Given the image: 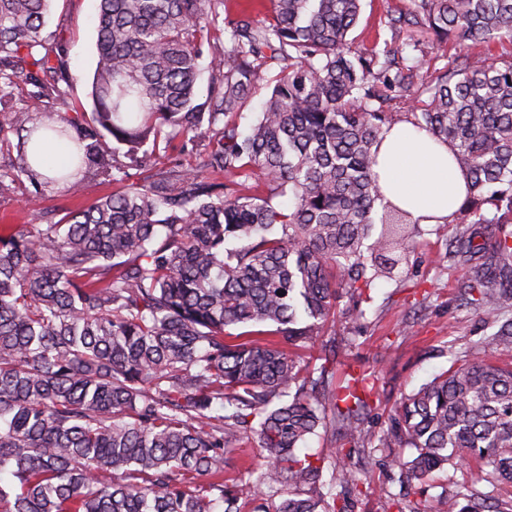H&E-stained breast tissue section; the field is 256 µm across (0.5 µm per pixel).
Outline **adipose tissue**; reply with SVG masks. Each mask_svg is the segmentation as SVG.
<instances>
[{"label": "adipose tissue", "mask_w": 512, "mask_h": 512, "mask_svg": "<svg viewBox=\"0 0 512 512\" xmlns=\"http://www.w3.org/2000/svg\"><path fill=\"white\" fill-rule=\"evenodd\" d=\"M374 170L384 197L425 224L451 219L466 199L467 175L450 147L409 123L385 134Z\"/></svg>", "instance_id": "1"}]
</instances>
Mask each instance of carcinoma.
<instances>
[{
    "label": "carcinoma",
    "mask_w": 512,
    "mask_h": 512,
    "mask_svg": "<svg viewBox=\"0 0 512 512\" xmlns=\"http://www.w3.org/2000/svg\"><path fill=\"white\" fill-rule=\"evenodd\" d=\"M51 3L0 0V196L25 179L75 194L82 173L122 172L115 143L131 158L145 146L204 154L166 177L114 176L120 191L32 232L0 225V512H247L264 489L281 497L274 512H350L351 451L296 453L327 426L353 448L410 449L392 459L409 484L471 460L511 503L512 366L486 351L512 350V322L406 396L379 433L365 424L366 374L338 381L336 351L302 364L281 342L312 340L342 295L408 263L418 220L383 202L374 172L400 121L383 108L390 95L413 100L412 123L469 175L447 253L464 294L512 310V58H457L426 80L418 42L354 53L362 0H269L263 23L221 18L224 0H98L92 112H58L70 77L65 45L42 36ZM404 25L511 41L512 0H414L387 21ZM272 71L243 132L237 115ZM17 77L38 89L42 118L14 109ZM47 138L77 145L52 177L38 171ZM242 326L245 339L231 332ZM252 441L268 464L224 478L226 456ZM334 484L338 495L323 492ZM439 498L441 512L487 507Z\"/></svg>",
    "instance_id": "obj_1"
}]
</instances>
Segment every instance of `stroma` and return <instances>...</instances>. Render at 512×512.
I'll return each mask as SVG.
<instances>
[{
  "label": "stroma",
  "mask_w": 512,
  "mask_h": 512,
  "mask_svg": "<svg viewBox=\"0 0 512 512\" xmlns=\"http://www.w3.org/2000/svg\"><path fill=\"white\" fill-rule=\"evenodd\" d=\"M412 8L411 0H364L360 20L349 34L353 48L364 52L391 38L423 42L422 70L427 74L444 70L458 56L467 58L473 67L512 56V41L506 39L488 45L436 41L417 28L406 27L394 35L383 26L387 13H406ZM95 16L96 0H53L44 29L47 40H62L67 46L71 77L67 109L71 112L92 108L89 93L96 67ZM82 179L83 188L76 196L53 186L38 192L30 183L18 185L13 195L0 197V224L29 229L55 222L66 212L86 207L121 188L105 173L89 172ZM455 234V225L448 223L416 225L407 273L397 281H374L367 301L342 298L322 336L300 352L305 358L332 346L343 365L376 373L368 415L373 430L387 427L404 395L447 370L460 353L492 336L507 320L506 315L492 316L482 308L460 307L459 286L464 272L450 267L444 259ZM354 459L360 483L352 512H397L386 499L390 492L402 495L411 512H437V497L443 492L492 494L490 482L475 481L451 467L433 475L428 492L401 486L398 470L383 448L362 449Z\"/></svg>",
  "instance_id": "1"
}]
</instances>
